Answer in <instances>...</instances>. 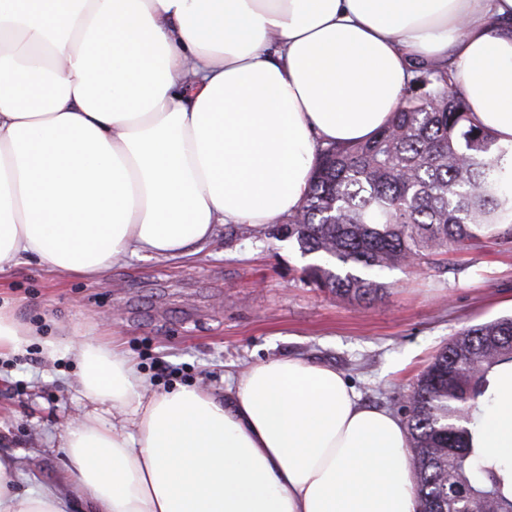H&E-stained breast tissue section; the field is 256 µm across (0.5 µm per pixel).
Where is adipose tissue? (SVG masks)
<instances>
[{
  "instance_id": "obj_1",
  "label": "adipose tissue",
  "mask_w": 512,
  "mask_h": 512,
  "mask_svg": "<svg viewBox=\"0 0 512 512\" xmlns=\"http://www.w3.org/2000/svg\"><path fill=\"white\" fill-rule=\"evenodd\" d=\"M418 61L452 66L512 148V0H0V267L99 277L288 216L320 148L384 126ZM33 339L0 305V357ZM43 351L94 408L58 433L54 483L15 492L0 457V512L417 510L403 420L334 368L158 392L116 339ZM479 445L512 458V368Z\"/></svg>"
}]
</instances>
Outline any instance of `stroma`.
I'll return each instance as SVG.
<instances>
[{"instance_id":"obj_1","label":"stroma","mask_w":512,"mask_h":512,"mask_svg":"<svg viewBox=\"0 0 512 512\" xmlns=\"http://www.w3.org/2000/svg\"><path fill=\"white\" fill-rule=\"evenodd\" d=\"M291 243L218 236L186 260L132 258L106 276L49 272L39 261L0 273V301L40 342L0 359V455L22 487L51 481L69 461L49 440L82 411L79 366L46 360L40 343L110 332L157 391L224 385V375L283 356L344 373L364 402L397 411L421 372L465 327L512 315V244L485 238L449 254V270L393 269L373 304L351 305L304 284L312 263Z\"/></svg>"}]
</instances>
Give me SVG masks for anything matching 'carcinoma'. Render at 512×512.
<instances>
[{"label":"carcinoma","mask_w":512,"mask_h":512,"mask_svg":"<svg viewBox=\"0 0 512 512\" xmlns=\"http://www.w3.org/2000/svg\"><path fill=\"white\" fill-rule=\"evenodd\" d=\"M390 122L321 149L302 205L256 231L317 262L302 280L336 299L383 297L385 269L448 270L442 256L481 238L512 242V150L470 118L451 75L419 66ZM512 364V318L459 332L401 406L419 512H512V463L475 444L492 375Z\"/></svg>","instance_id":"1"}]
</instances>
